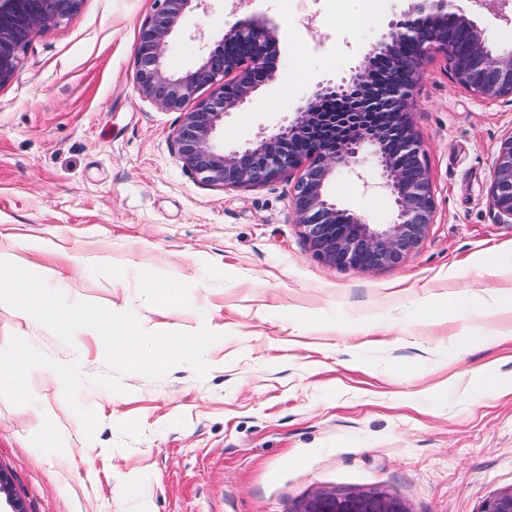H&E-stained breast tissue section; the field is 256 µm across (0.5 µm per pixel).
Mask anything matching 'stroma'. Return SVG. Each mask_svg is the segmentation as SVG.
<instances>
[{
	"label": "stroma",
	"instance_id": "35a3bbf8",
	"mask_svg": "<svg viewBox=\"0 0 512 512\" xmlns=\"http://www.w3.org/2000/svg\"><path fill=\"white\" fill-rule=\"evenodd\" d=\"M411 0H191L165 71L183 74L237 21L278 31V68L226 114L225 152L276 133L319 82L350 77ZM156 0H81L0 84V339L32 345L24 396L0 394V469L27 512H299L315 492L379 489L408 512H481L512 487V224L488 191L512 101L461 88L443 56L413 91L436 216L421 247L377 272L316 258L293 180L226 190L177 157L180 113L144 100L135 46ZM365 165L337 169L340 208L393 220ZM72 259L64 281L52 275ZM175 293L162 298L161 289ZM35 297L147 342L204 350L127 361ZM439 318H430L431 310ZM497 372L487 390L482 369Z\"/></svg>",
	"mask_w": 512,
	"mask_h": 512
}]
</instances>
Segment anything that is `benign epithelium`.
<instances>
[{"label": "benign epithelium", "instance_id": "1", "mask_svg": "<svg viewBox=\"0 0 512 512\" xmlns=\"http://www.w3.org/2000/svg\"><path fill=\"white\" fill-rule=\"evenodd\" d=\"M142 25L136 45V82L152 105L182 114L173 134L183 166L201 182L226 190L258 188L295 178V224L312 253L343 269L363 272L398 266L417 251L435 220V198L422 144L410 119L412 91L434 54L444 55L457 83L484 102L512 97V53L491 48L486 32L470 18L474 10L501 13L506 0H414L371 46L350 86L320 84L312 101L277 133L241 151L224 153L215 134L224 115L241 108L277 71L276 28L257 19L240 20L224 31L200 65L179 76L163 70L167 39L192 0H159ZM80 0H0V85L10 79L39 33L71 16ZM469 48H456L457 33ZM208 97L189 103L202 88ZM352 101L343 113L353 132L338 137L321 124L317 107ZM374 164L376 187L391 198L394 219L371 224L337 207L327 194L340 166ZM489 201L499 224H512V133L493 162ZM299 512H408L397 498L378 489L347 493L320 490ZM481 512H512V488L492 495Z\"/></svg>", "mask_w": 512, "mask_h": 512}]
</instances>
